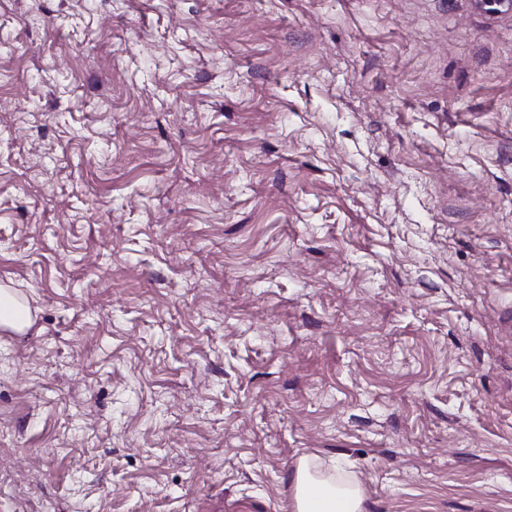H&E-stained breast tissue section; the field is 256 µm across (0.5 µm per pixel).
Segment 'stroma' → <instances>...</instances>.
Masks as SVG:
<instances>
[{"mask_svg":"<svg viewBox=\"0 0 512 512\" xmlns=\"http://www.w3.org/2000/svg\"><path fill=\"white\" fill-rule=\"evenodd\" d=\"M0 512H512V13L0 0ZM31 324L29 307L0 287V329L24 333ZM296 512H361L362 496L355 485L311 472L303 461L295 480Z\"/></svg>","mask_w":512,"mask_h":512,"instance_id":"1","label":"stroma"}]
</instances>
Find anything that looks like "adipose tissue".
I'll return each instance as SVG.
<instances>
[{
  "instance_id": "ef3b65f1",
  "label": "adipose tissue",
  "mask_w": 512,
  "mask_h": 512,
  "mask_svg": "<svg viewBox=\"0 0 512 512\" xmlns=\"http://www.w3.org/2000/svg\"><path fill=\"white\" fill-rule=\"evenodd\" d=\"M296 512H361L362 496L353 485L312 473L301 463L295 480Z\"/></svg>"
}]
</instances>
